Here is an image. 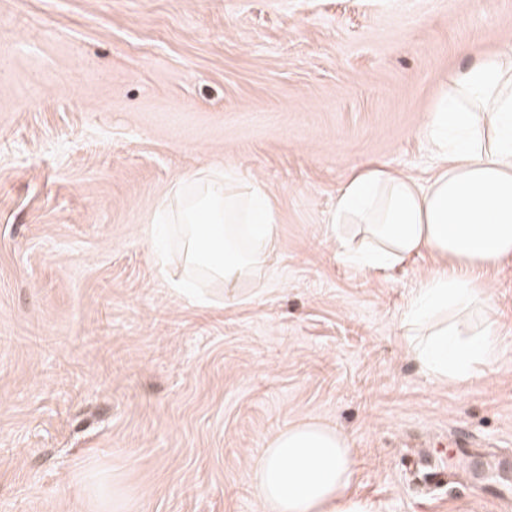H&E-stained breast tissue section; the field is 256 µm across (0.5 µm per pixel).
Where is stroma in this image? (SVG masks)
Instances as JSON below:
<instances>
[{
  "instance_id": "1",
  "label": "stroma",
  "mask_w": 512,
  "mask_h": 512,
  "mask_svg": "<svg viewBox=\"0 0 512 512\" xmlns=\"http://www.w3.org/2000/svg\"><path fill=\"white\" fill-rule=\"evenodd\" d=\"M509 51L512 0H0V512H264L253 462L303 418L349 438L370 512H512L476 485L512 480V261L466 316L497 361L441 380L401 326L438 260L348 263L327 220L366 167L424 182L449 76ZM218 167L277 219L232 295L146 233ZM421 453L454 461L427 491Z\"/></svg>"
}]
</instances>
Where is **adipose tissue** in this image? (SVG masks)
<instances>
[{"label":"adipose tissue","mask_w":512,"mask_h":512,"mask_svg":"<svg viewBox=\"0 0 512 512\" xmlns=\"http://www.w3.org/2000/svg\"><path fill=\"white\" fill-rule=\"evenodd\" d=\"M424 132L438 160L428 185L381 168L360 171L341 189L329 229L341 256L363 267L394 266L425 250L440 261L403 320L427 329L410 348L423 370L464 379L495 360L492 324L465 338L433 318L451 306L486 305L474 272L512 258V56L492 55L455 73ZM192 181L194 194L174 216L184 262L236 287L267 263L273 209L256 182L238 189L233 175L218 170ZM353 473L348 438L304 419L267 440L251 482L264 512H369L347 492Z\"/></svg>","instance_id":"ef3b65f1"}]
</instances>
